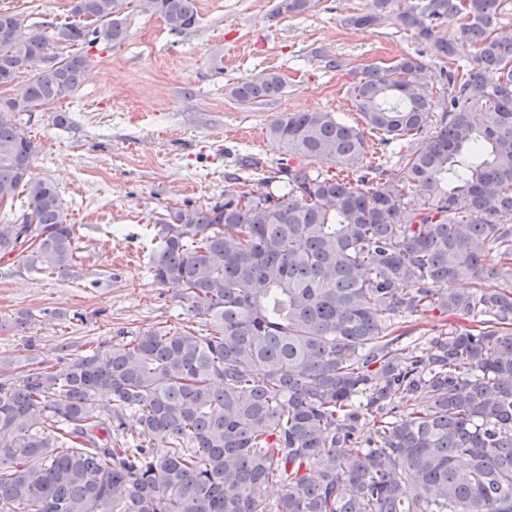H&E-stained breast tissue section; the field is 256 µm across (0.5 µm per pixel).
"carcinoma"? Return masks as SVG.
<instances>
[{"mask_svg": "<svg viewBox=\"0 0 512 512\" xmlns=\"http://www.w3.org/2000/svg\"><path fill=\"white\" fill-rule=\"evenodd\" d=\"M131 1L172 34L197 27L195 0H72L75 21L50 34L0 10V87L32 109L70 98L88 59L63 50L122 43ZM311 7L281 0L277 12ZM510 7L371 0L345 17L410 30L440 58L455 46L438 29L456 20L475 52L438 96L416 56L372 69L351 87L362 128L324 111L272 120L283 154L336 174L281 165L266 178L275 193L228 191L159 219L153 278L206 333L151 327L59 370L4 364L0 512H512V290L488 285L512 279V28L499 24ZM284 88L268 70L229 94ZM21 115L0 103V205L24 193L29 208L0 224V259L64 274L74 225L56 185L32 173ZM367 130L410 138L395 175L347 174ZM433 312L448 323L402 343L403 324Z\"/></svg>", "mask_w": 512, "mask_h": 512, "instance_id": "cac0c4a2", "label": "carcinoma"}]
</instances>
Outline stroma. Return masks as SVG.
Segmentation results:
<instances>
[{
	"mask_svg": "<svg viewBox=\"0 0 512 512\" xmlns=\"http://www.w3.org/2000/svg\"><path fill=\"white\" fill-rule=\"evenodd\" d=\"M279 0H197L199 24L171 34L156 14L130 10L117 46L82 44L89 71L54 111L22 115L36 147L33 173L58 187L79 240L69 274L0 264V364L33 357L47 365L122 343V331L185 323L192 315L155 281L153 226L184 203H212L225 191L263 193L283 154L267 136L282 112L360 115L349 89L373 66L420 51L412 33L390 24L343 26L370 0H316L300 15L276 14ZM0 9L47 27L71 21L70 0H0ZM451 59H428L430 84L466 64L473 48L456 24L439 30ZM266 70L286 87L268 101L242 103L231 86ZM72 125H55V112ZM30 314L24 330L17 313Z\"/></svg>",
	"mask_w": 512,
	"mask_h": 512,
	"instance_id": "35a3bbf8",
	"label": "stroma"
}]
</instances>
